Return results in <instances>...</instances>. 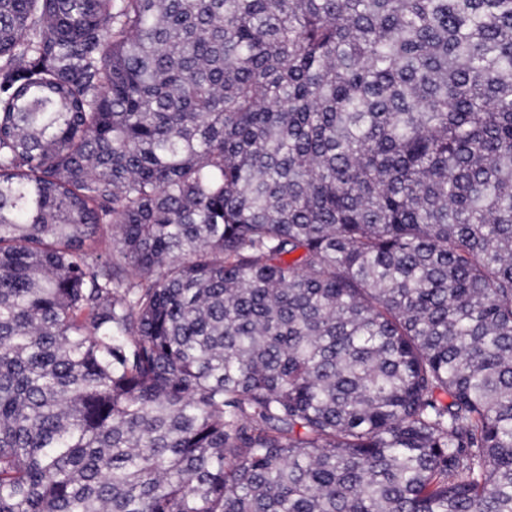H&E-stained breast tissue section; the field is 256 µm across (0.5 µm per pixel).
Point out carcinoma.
Segmentation results:
<instances>
[{"instance_id":"cac0c4a2","label":"carcinoma","mask_w":512,"mask_h":512,"mask_svg":"<svg viewBox=\"0 0 512 512\" xmlns=\"http://www.w3.org/2000/svg\"><path fill=\"white\" fill-rule=\"evenodd\" d=\"M0 512H512V0H0Z\"/></svg>"}]
</instances>
